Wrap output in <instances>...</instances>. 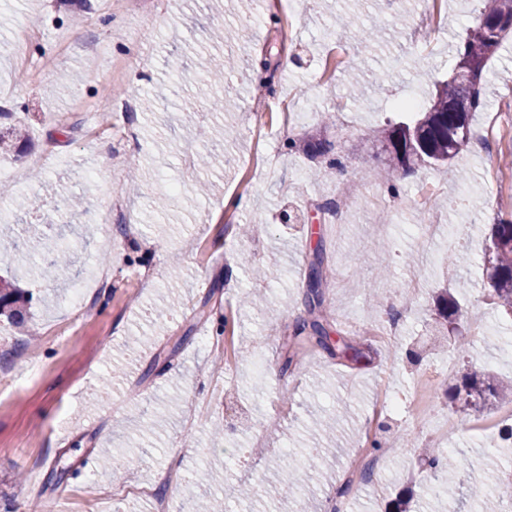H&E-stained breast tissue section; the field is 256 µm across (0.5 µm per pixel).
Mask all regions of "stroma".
<instances>
[{"label":"stroma","mask_w":512,"mask_h":512,"mask_svg":"<svg viewBox=\"0 0 512 512\" xmlns=\"http://www.w3.org/2000/svg\"><path fill=\"white\" fill-rule=\"evenodd\" d=\"M272 2L260 15L239 0H0V45L23 48L0 54V130L24 126L33 144L0 156L13 190L0 197V247L31 224L44 233L39 253L10 255L32 295L23 323L0 316V512H81L102 489V512H152L158 495L187 512L206 461L224 473V512H385L400 496L411 512H484L512 473V443L472 429L455 398L468 373L512 378V316L486 282L488 226L512 219V183L493 178L512 169V122L495 149L454 160L466 189L421 167L394 192L361 182L341 216L326 208L343 181L384 167L374 128L410 120L399 100L428 106L483 0H447L431 27L420 0ZM345 13L380 43L356 44ZM218 24L236 40L214 45ZM214 53L238 68L204 92L198 64ZM482 88L475 127L512 98V36ZM116 99L131 111H103ZM318 141L328 152L306 153ZM228 195L246 208L225 209ZM73 196L81 208L68 209ZM428 220L454 225L453 240L432 239ZM61 244L66 280L40 261ZM451 250L469 281L459 328L487 325L462 355L429 339ZM318 252L328 271L312 313ZM95 265L105 277L70 310L71 285ZM394 314L401 336H371ZM315 318L359 360L292 348L295 324ZM432 444L493 464L435 478L420 464ZM291 458L308 460L307 483Z\"/></svg>","instance_id":"stroma-1"}]
</instances>
